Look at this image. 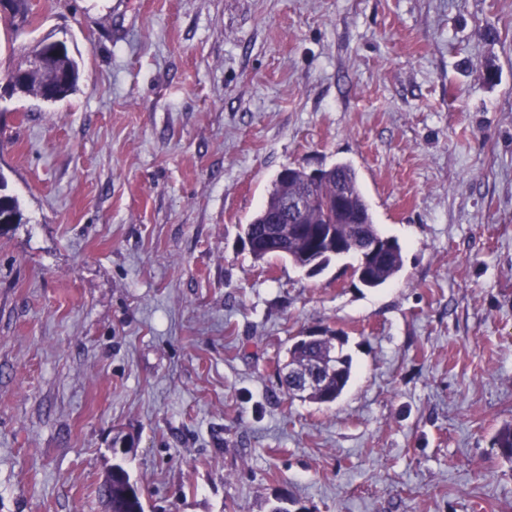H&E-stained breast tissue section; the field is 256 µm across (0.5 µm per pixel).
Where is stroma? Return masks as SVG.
Segmentation results:
<instances>
[{
    "label": "stroma",
    "instance_id": "stroma-1",
    "mask_svg": "<svg viewBox=\"0 0 512 512\" xmlns=\"http://www.w3.org/2000/svg\"><path fill=\"white\" fill-rule=\"evenodd\" d=\"M0 79L65 41L76 91L0 98V512H512V0H33ZM351 164L402 247L307 275L242 228L282 168ZM342 332L335 403L294 337ZM345 343L344 338L338 348V357L333 360L336 370L331 375L328 374V365L332 361L331 355H336V332L325 330L322 336L294 344L289 349V361L285 369L296 365L310 373L316 371L319 377L322 374L319 380L317 376L309 375L296 379L294 384L299 388L315 386L318 382L313 392L298 396L326 405L334 403L341 396L352 375V359L344 352ZM107 477L112 485V512H145L142 491L121 464H113Z\"/></svg>",
    "mask_w": 512,
    "mask_h": 512
}]
</instances>
